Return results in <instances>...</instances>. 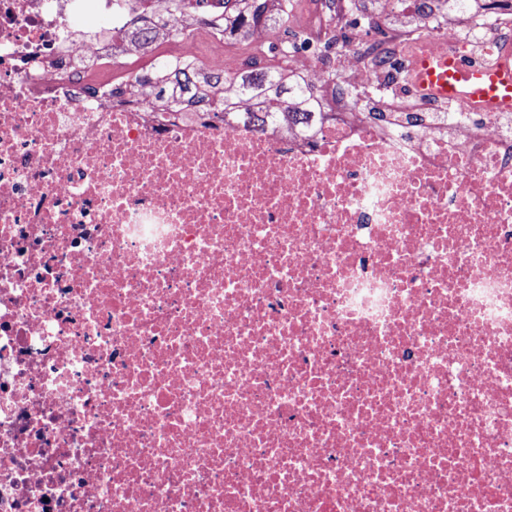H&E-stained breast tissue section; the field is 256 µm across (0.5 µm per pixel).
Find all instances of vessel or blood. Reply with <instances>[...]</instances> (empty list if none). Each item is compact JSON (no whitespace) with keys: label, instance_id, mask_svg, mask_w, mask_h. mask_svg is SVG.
<instances>
[{"label":"vessel or blood","instance_id":"b4317fda","mask_svg":"<svg viewBox=\"0 0 512 512\" xmlns=\"http://www.w3.org/2000/svg\"><path fill=\"white\" fill-rule=\"evenodd\" d=\"M408 76L419 91L438 100L465 96L493 111L512 109V56L488 69L422 47L411 55Z\"/></svg>","mask_w":512,"mask_h":512}]
</instances>
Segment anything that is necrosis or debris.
<instances>
[{
	"label": "necrosis or debris",
	"instance_id": "necrosis-or-debris-1",
	"mask_svg": "<svg viewBox=\"0 0 512 512\" xmlns=\"http://www.w3.org/2000/svg\"><path fill=\"white\" fill-rule=\"evenodd\" d=\"M217 3L116 53L131 0H0V512H512V110L314 46L309 131L113 95L262 66Z\"/></svg>",
	"mask_w": 512,
	"mask_h": 512
}]
</instances>
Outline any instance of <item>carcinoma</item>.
<instances>
[{"label": "carcinoma", "mask_w": 512, "mask_h": 512, "mask_svg": "<svg viewBox=\"0 0 512 512\" xmlns=\"http://www.w3.org/2000/svg\"><path fill=\"white\" fill-rule=\"evenodd\" d=\"M442 16L466 9L473 14L480 13L482 0H435ZM193 0H169V19L152 22L149 18V0H136L138 16L119 29L112 30V49L117 50L124 43L137 41L149 34L163 38H177L182 35L178 18L184 11L194 8ZM294 0H224V15L216 14L212 25L225 37L245 39L249 30L260 24H274L284 28L288 39L271 45L268 51L283 57L309 44L308 32L294 23ZM152 84L156 101L169 108L196 103L206 92L218 88L220 94L211 99L213 109L219 110L231 119L237 118L233 104L240 97L252 99L259 110L242 117V121L254 125L272 123L283 106L292 101L305 106L301 112L302 123L307 125L319 115L313 90L303 82L288 76L284 71L264 67L240 77L231 88L222 87L224 73L205 69L192 60H159L153 75L143 79Z\"/></svg>", "instance_id": "carcinoma-1"}]
</instances>
